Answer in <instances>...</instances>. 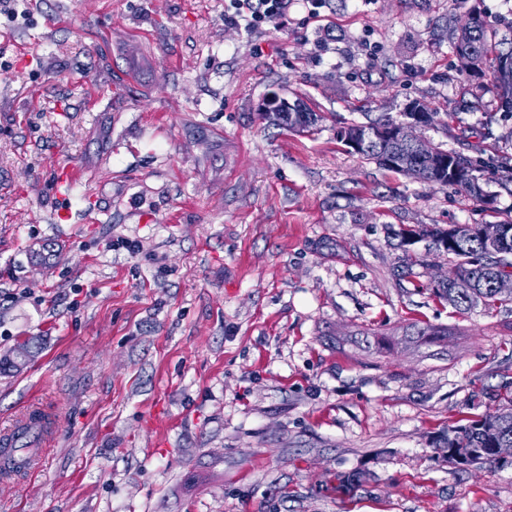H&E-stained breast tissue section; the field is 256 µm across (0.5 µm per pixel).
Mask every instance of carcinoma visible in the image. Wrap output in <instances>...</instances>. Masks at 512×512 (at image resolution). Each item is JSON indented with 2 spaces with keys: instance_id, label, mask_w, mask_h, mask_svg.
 <instances>
[{
  "instance_id": "1",
  "label": "carcinoma",
  "mask_w": 512,
  "mask_h": 512,
  "mask_svg": "<svg viewBox=\"0 0 512 512\" xmlns=\"http://www.w3.org/2000/svg\"><path fill=\"white\" fill-rule=\"evenodd\" d=\"M454 36L456 50L471 52L478 62L490 59L488 69L480 73V78L496 91L499 111L512 116V45L506 48L493 41V28L481 18L455 28ZM272 121L290 130H304L316 124L318 115L294 103L288 105V111L276 113ZM397 123L398 120L383 115L368 124H352L348 129L365 140L360 155L380 165L381 156L390 152L392 146L386 141H376L370 135L377 128ZM439 157L445 163L421 160L405 151L395 171L400 173L405 171V166L416 165L424 173V182L455 186L467 196L483 200L482 182L487 180V166L482 161L442 148ZM396 237L399 238V248L429 239L448 257V276L436 290L449 305L469 310L479 304L489 308L505 302L497 296L494 284L500 275L512 274V217L487 224H452L446 228L424 225L407 229ZM410 335L437 343L439 337L448 332L430 326H415ZM504 444H512V403L506 409L449 431L440 447L455 464L480 467L495 461L493 449Z\"/></svg>"
}]
</instances>
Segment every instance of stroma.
Instances as JSON below:
<instances>
[{
	"label": "stroma",
	"mask_w": 512,
	"mask_h": 512,
	"mask_svg": "<svg viewBox=\"0 0 512 512\" xmlns=\"http://www.w3.org/2000/svg\"><path fill=\"white\" fill-rule=\"evenodd\" d=\"M10 7L0 358L31 353L0 368V430L32 406L57 428L0 512H512L511 459L462 469L438 448L512 395V302L452 307L445 257L418 242L402 275L392 238L510 217L512 193L487 180L485 204L337 137L420 100L430 143L511 172L512 119L450 33L471 12L511 21L512 0H290L252 30L224 0ZM273 91L317 124H269Z\"/></svg>",
	"instance_id": "stroma-1"
}]
</instances>
